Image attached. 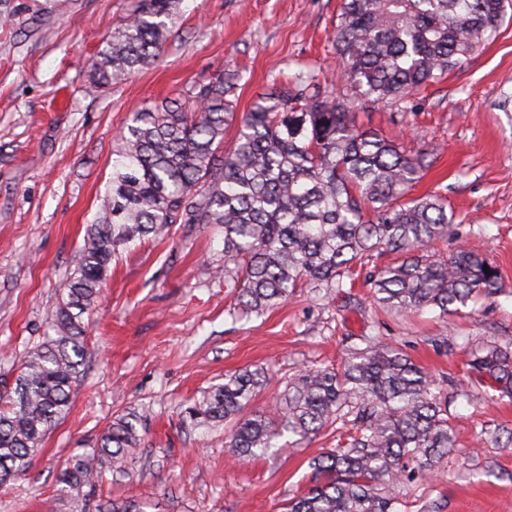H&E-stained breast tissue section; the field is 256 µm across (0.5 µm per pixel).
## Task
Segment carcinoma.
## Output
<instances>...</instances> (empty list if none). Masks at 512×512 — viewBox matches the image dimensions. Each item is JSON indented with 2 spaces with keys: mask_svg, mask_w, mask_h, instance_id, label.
Listing matches in <instances>:
<instances>
[{
  "mask_svg": "<svg viewBox=\"0 0 512 512\" xmlns=\"http://www.w3.org/2000/svg\"><path fill=\"white\" fill-rule=\"evenodd\" d=\"M180 2L139 0L92 59L89 92L158 60ZM509 8L512 0H341L337 70L353 96L313 75L291 86L275 80L239 115L240 78L229 71L131 112L116 136L110 186L45 336L24 351L13 383L0 380V485L26 470L70 408L89 355L83 315L100 297L112 258L175 224L222 225L224 286L257 317L305 285L342 288L384 249L400 259L367 275L387 309L448 316L496 295L501 274L482 254L428 253L454 218L438 195L400 202L419 180L424 156L361 127L355 109L405 103L462 67L496 35ZM234 123L226 150L224 132ZM468 365L478 383L512 400V341L472 348ZM268 381L262 369H240L186 413L198 425L232 424L228 447L240 458L264 454L284 436L302 443L350 425L336 447L310 460L315 484L289 499L286 512H403L407 487L432 477L456 445L436 380L373 336L361 337L340 368L305 369L271 409L251 410ZM140 428L139 413L115 419L58 481L73 487L96 468L120 469Z\"/></svg>",
  "mask_w": 512,
  "mask_h": 512,
  "instance_id": "cac0c4a2",
  "label": "carcinoma"
}]
</instances>
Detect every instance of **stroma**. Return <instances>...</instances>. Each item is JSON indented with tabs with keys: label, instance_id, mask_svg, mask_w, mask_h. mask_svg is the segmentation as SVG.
I'll return each instance as SVG.
<instances>
[{
	"label": "stroma",
	"instance_id": "stroma-1",
	"mask_svg": "<svg viewBox=\"0 0 512 512\" xmlns=\"http://www.w3.org/2000/svg\"><path fill=\"white\" fill-rule=\"evenodd\" d=\"M137 3L0 0V379H13L61 300L112 176L115 137L135 107L228 70L241 74V112L282 75L313 70L336 80L340 0H181L159 59L87 94L89 59ZM358 121L425 154L410 195H441L456 222L432 251L483 253L502 290L445 318L402 315L375 304L358 277L331 293L298 289L248 317L234 311L215 274L224 264L221 225L173 226L170 237L113 260L85 316L91 355L70 410L26 472L0 486V512H96L112 500L141 512H285L333 437L241 462L225 446L227 425H194L185 410L245 367L271 376L252 402L265 410L290 376L339 366L362 336L430 372L455 429V448L434 479L413 485L407 512H512V447L485 439L512 429V400L477 383L468 367L470 347L512 340V22L463 67L408 102L359 112ZM132 410L146 431L124 474L97 469L81 486L60 484L68 460Z\"/></svg>",
	"mask_w": 512,
	"mask_h": 512
}]
</instances>
